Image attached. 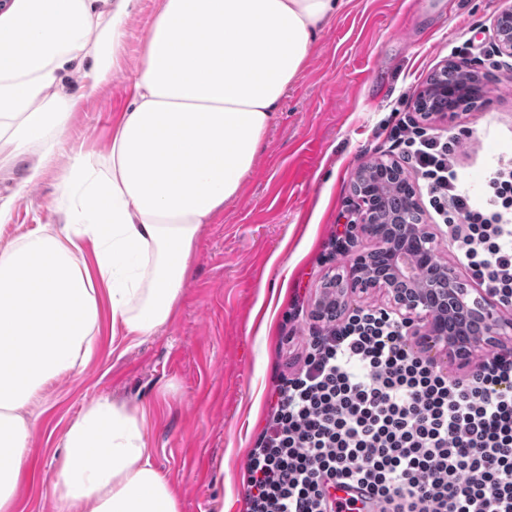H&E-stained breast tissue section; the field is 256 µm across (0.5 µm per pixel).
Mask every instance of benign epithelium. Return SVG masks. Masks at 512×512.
<instances>
[{
  "label": "benign epithelium",
  "mask_w": 512,
  "mask_h": 512,
  "mask_svg": "<svg viewBox=\"0 0 512 512\" xmlns=\"http://www.w3.org/2000/svg\"><path fill=\"white\" fill-rule=\"evenodd\" d=\"M495 46L499 54L512 57V8H503L493 20ZM476 80L472 64L451 63L436 71L433 82L416 100V111L438 120L448 118L454 106L430 110L431 102L455 100L462 109H475L479 91L462 94L460 86L448 79V68ZM406 203L401 213L402 235L392 224L381 223L388 211L391 180ZM357 221L353 235L365 237L375 247L360 251L344 270L329 278L332 288H321L312 315L320 322L339 319L361 294L377 292L393 311L412 322L413 349L432 363L449 362L461 368L471 362L475 349L498 347L512 334V322L501 316L497 301L482 288L462 280L455 268L442 257L433 233L425 222V211L416 189L395 161L375 158L360 167L353 178Z\"/></svg>",
  "instance_id": "benign-epithelium-1"
}]
</instances>
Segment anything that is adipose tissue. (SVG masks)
Instances as JSON below:
<instances>
[{
  "mask_svg": "<svg viewBox=\"0 0 512 512\" xmlns=\"http://www.w3.org/2000/svg\"><path fill=\"white\" fill-rule=\"evenodd\" d=\"M344 0H162L133 94L103 153L74 150L60 226L0 250V512H19L46 393L94 355L104 324L139 340L179 302L204 224L237 198L288 86ZM135 0H12L0 12V141L37 161L61 152L76 68L94 95L115 67ZM145 411L99 397L69 424L57 512H180L151 462Z\"/></svg>",
  "mask_w": 512,
  "mask_h": 512,
  "instance_id": "1",
  "label": "adipose tissue"
}]
</instances>
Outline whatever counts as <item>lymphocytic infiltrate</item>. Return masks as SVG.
<instances>
[{
    "label": "lymphocytic infiltrate",
    "instance_id": "f902f5d3",
    "mask_svg": "<svg viewBox=\"0 0 512 512\" xmlns=\"http://www.w3.org/2000/svg\"><path fill=\"white\" fill-rule=\"evenodd\" d=\"M390 138L426 183L470 278L512 311V157L474 202L458 139L399 119ZM409 327L377 306L349 310L280 373L243 464L245 512H354L336 485L373 494L372 512H512V350L448 379L408 346Z\"/></svg>",
    "mask_w": 512,
    "mask_h": 512
}]
</instances>
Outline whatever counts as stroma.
Returning <instances> with one entry per match:
<instances>
[{
  "label": "stroma",
  "mask_w": 512,
  "mask_h": 512,
  "mask_svg": "<svg viewBox=\"0 0 512 512\" xmlns=\"http://www.w3.org/2000/svg\"><path fill=\"white\" fill-rule=\"evenodd\" d=\"M506 2L348 0L282 98L238 197L204 225L172 320L141 343L104 335L88 365L48 391L47 423L29 443L23 512H56L57 443L99 396L145 408L151 460L176 490L181 512H210L229 494L238 500L233 512H244L241 467L259 433L248 412L267 398L275 374L297 368L319 288L352 257L350 243L330 244L337 226L357 219L352 177L390 153L397 119L413 115L415 96L465 41L475 45L462 57L478 68L483 107L458 111L446 125L461 140L465 190L483 198L486 175L501 157H512V72L492 67L481 51L492 44L493 18ZM160 7L161 0H137L119 65L78 104L67 145L107 150L129 102L131 65ZM9 152L0 143V204L11 205L0 246L33 225L63 221L54 206L61 165L16 199L13 188L28 163L8 161ZM264 287L286 289L282 304L260 303ZM263 311L274 315L267 338L259 334Z\"/></svg>",
  "instance_id": "1"
}]
</instances>
